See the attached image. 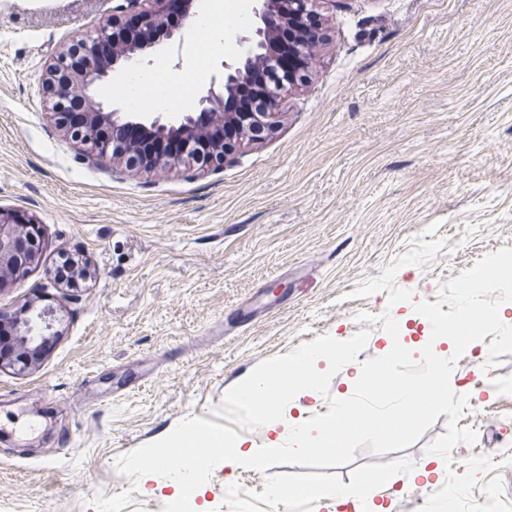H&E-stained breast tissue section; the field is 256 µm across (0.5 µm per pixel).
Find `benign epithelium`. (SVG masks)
<instances>
[{
  "label": "benign epithelium",
  "mask_w": 512,
  "mask_h": 512,
  "mask_svg": "<svg viewBox=\"0 0 512 512\" xmlns=\"http://www.w3.org/2000/svg\"><path fill=\"white\" fill-rule=\"evenodd\" d=\"M317 0H255L252 18L238 32V53L234 62H223L222 79H212L202 89L196 107L177 123L163 113L106 110L94 98L96 86L115 74H123L134 64H142L160 45L153 38L158 32L171 39L195 20L201 0H124L112 17L103 20L91 34L76 39V44L61 52L45 82V94L51 110L74 143L88 147L104 160L124 159L145 172L170 169L186 163L178 157L159 158L148 166L139 164L134 153L151 142L172 144L199 137L204 133L224 134V145H215L202 167L222 165L244 141L261 140L279 125L285 91L295 81L268 96L256 112H227L224 103L244 93L258 82L277 35L284 26L315 23V34L279 48L285 61L299 59L312 65L321 45V23L316 21ZM77 100L82 112L79 123L70 122L63 104ZM42 252L40 224L31 216L0 207V292L10 288L39 263ZM9 323L18 342L27 350L19 370L30 368L38 360L51 337L44 332L61 323L60 310L35 309L28 304L16 314L0 311V326Z\"/></svg>",
  "instance_id": "1"
}]
</instances>
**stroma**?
<instances>
[{
	"instance_id": "1",
	"label": "stroma",
	"mask_w": 512,
	"mask_h": 512,
	"mask_svg": "<svg viewBox=\"0 0 512 512\" xmlns=\"http://www.w3.org/2000/svg\"><path fill=\"white\" fill-rule=\"evenodd\" d=\"M121 2L0 0V207L33 216L43 235L40 262L0 309L67 308L40 365L0 370V512H159L177 466L147 462V449L189 427L266 444L265 428L215 414L258 364L320 335L350 339L359 316L374 317L328 395L290 403L294 420L327 413L328 398L352 395L357 362L390 347L383 314L430 336L416 305L512 248V0H320L326 41L280 126L222 166L152 174L77 152L43 106L50 63ZM235 51L231 40L201 58L190 38L166 41L142 70L199 71L178 88L175 121ZM429 226L442 249L402 264ZM67 255L89 275L62 292L53 281ZM391 268L410 301L355 297ZM450 384L476 439L420 495L405 475L445 434L444 414L403 449L361 447L333 467L197 470L198 512H341L336 491L366 485L420 512L478 456L493 467L477 473L475 501L497 478L512 502V354L472 342Z\"/></svg>"
}]
</instances>
